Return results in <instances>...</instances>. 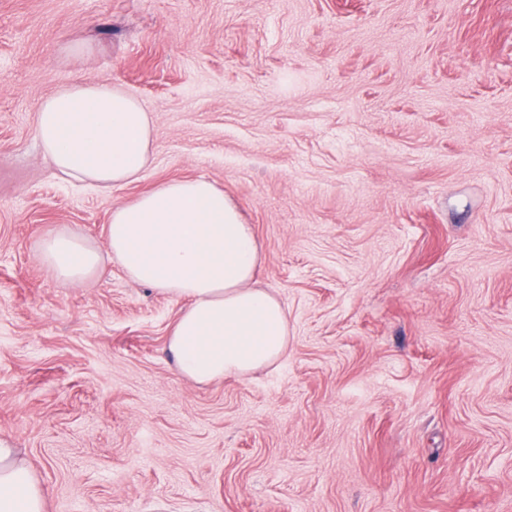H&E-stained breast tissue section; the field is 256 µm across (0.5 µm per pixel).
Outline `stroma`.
Here are the masks:
<instances>
[{
    "label": "stroma",
    "instance_id": "35a3bbf8",
    "mask_svg": "<svg viewBox=\"0 0 512 512\" xmlns=\"http://www.w3.org/2000/svg\"><path fill=\"white\" fill-rule=\"evenodd\" d=\"M75 82L151 112L139 181L38 146ZM194 178L288 314L285 356L208 385L183 301L37 257ZM0 440L45 512H512V0H0Z\"/></svg>",
    "mask_w": 512,
    "mask_h": 512
}]
</instances>
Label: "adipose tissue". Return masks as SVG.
<instances>
[{
  "label": "adipose tissue",
  "instance_id": "obj_1",
  "mask_svg": "<svg viewBox=\"0 0 512 512\" xmlns=\"http://www.w3.org/2000/svg\"><path fill=\"white\" fill-rule=\"evenodd\" d=\"M35 138L70 182L108 191L138 180L153 153L152 120L119 87L73 83L44 100ZM107 253L59 231L44 236L38 258L54 275L82 284L115 258L133 282L183 300L168 349L178 372L207 384L244 376L288 350L287 313L255 287L257 240L222 189L197 178L160 184L113 208ZM39 481L15 449L0 443V512H44Z\"/></svg>",
  "mask_w": 512,
  "mask_h": 512
}]
</instances>
